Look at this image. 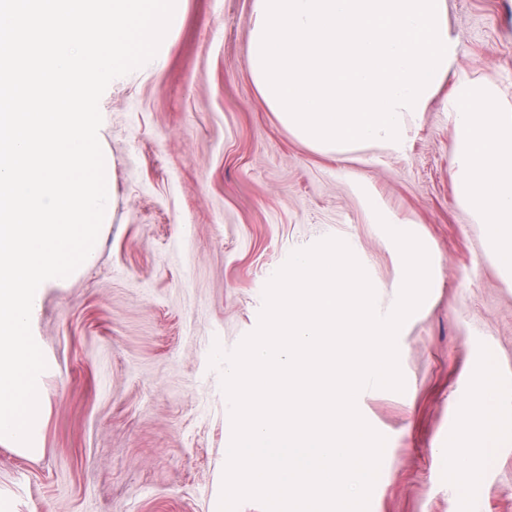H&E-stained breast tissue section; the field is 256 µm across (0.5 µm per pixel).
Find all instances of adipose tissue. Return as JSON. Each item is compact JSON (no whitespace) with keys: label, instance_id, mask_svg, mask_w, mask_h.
I'll return each mask as SVG.
<instances>
[{"label":"adipose tissue","instance_id":"ef3b65f1","mask_svg":"<svg viewBox=\"0 0 512 512\" xmlns=\"http://www.w3.org/2000/svg\"><path fill=\"white\" fill-rule=\"evenodd\" d=\"M444 107L455 131L457 197L483 226L502 273L512 278V103L494 84L463 81ZM500 399V392L485 381L468 405L488 443L508 427L497 411Z\"/></svg>","mask_w":512,"mask_h":512}]
</instances>
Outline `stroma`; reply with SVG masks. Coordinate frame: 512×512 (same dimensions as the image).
Returning a JSON list of instances; mask_svg holds the SVG:
<instances>
[{"instance_id":"obj_1","label":"stroma","mask_w":512,"mask_h":512,"mask_svg":"<svg viewBox=\"0 0 512 512\" xmlns=\"http://www.w3.org/2000/svg\"><path fill=\"white\" fill-rule=\"evenodd\" d=\"M462 81L512 102V0H447ZM250 0H183L164 61L111 82L100 144L115 206L94 261L45 286L31 319L47 362L37 455L0 444L6 512H212L231 443L224 367L253 332L290 254L343 240L388 314L399 249L357 178L425 245L435 285L398 337L404 391L357 408L386 439L368 512H512V434L486 452L464 432L485 362L512 393V281L456 198L453 124L440 104L403 156L324 155L262 108L246 68ZM467 439L485 476L468 491L436 451Z\"/></svg>"}]
</instances>
